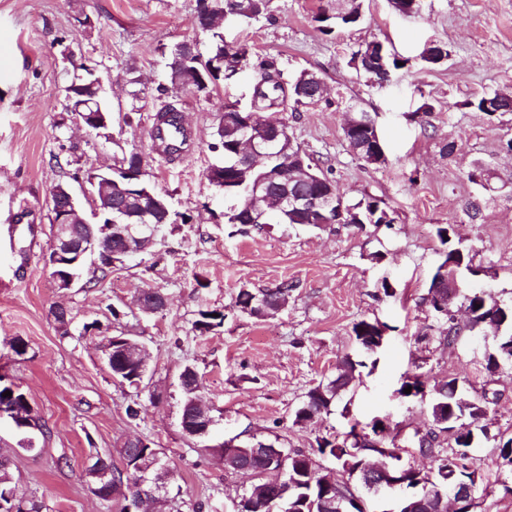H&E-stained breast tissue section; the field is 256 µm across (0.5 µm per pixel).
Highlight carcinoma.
Returning a JSON list of instances; mask_svg holds the SVG:
<instances>
[{
  "mask_svg": "<svg viewBox=\"0 0 512 512\" xmlns=\"http://www.w3.org/2000/svg\"><path fill=\"white\" fill-rule=\"evenodd\" d=\"M250 7V13L242 20L248 21L268 13L270 0H240ZM230 7L229 0H198L196 25L202 26L203 17H208L209 23L204 31L211 34L213 44L207 59L215 61V65L205 70L194 61L175 69L169 68V79L172 86L178 89L199 88V76H204L207 89L211 90L220 82L230 80L238 73L252 69L251 94L249 106L240 107L239 102L224 104V112L219 120L214 134V141L209 144L211 152L218 155L231 156L236 153L243 139V125L240 114L248 112L254 116L255 125L266 121L264 113L270 109L280 112H297L303 106L312 103L307 97L298 93V85L308 75L302 71L290 80H284L277 62L273 58H265L258 63L250 62L251 49L245 43H227L221 32L224 23V9ZM72 104L92 100L96 107L104 112L109 107L102 99L99 86L95 80L85 79L78 82L72 93ZM167 127L184 130L180 112L172 104L165 105L157 114V125L151 136L162 138V131ZM288 167V157L272 158L258 166H244L231 176V187L224 190V196L238 204H243L245 189L263 183L275 170ZM288 190V183L259 192L261 199L252 205V209L241 211L242 219L238 232L248 233L261 227L260 217L270 210L265 198L273 197L279 192ZM387 215L381 207V201L367 197L355 204H347L344 210L330 220L335 224H380ZM324 216L317 211L297 214L279 212L278 224H314L323 223ZM449 225H438L435 235L440 244L445 247L444 261L433 274L423 301L434 314L438 323L437 331L440 342L446 345L455 343L466 332L490 331L498 332L496 352L489 353L484 359V369L494 373L504 362L512 363V303L505 304L489 300L487 302L474 295L464 296L466 309L469 311L468 323L457 322L451 314L448 305H440L431 298L438 288L437 280L451 273L466 270L477 273L472 266L469 251L456 245L448 235ZM292 286L281 284L275 288L259 293L247 289L240 290L234 301V307L242 314L257 320L277 314L288 306ZM225 314L221 311L201 310L199 318L193 322V328L204 335L224 324ZM387 325L377 320H360L352 327V340L361 355L356 359L345 354L336 362L335 375L311 387L304 396L302 404L293 413V425L303 428L309 422L328 412L331 405L350 394L356 380L361 377V369L367 365H376L373 356L382 348L385 340L384 332ZM104 361L109 371L118 377V382L129 386H137L139 380L137 370L139 365L148 358L145 348H133L128 355L112 352V340H107L103 349ZM372 359L366 363L365 359ZM178 377L181 390V416L189 418L201 401L200 389L202 382L195 366L184 365ZM411 388V393H404L405 388ZM5 389L0 388V404L8 402L15 407L18 416L26 420L30 417L31 408L25 394L17 391L10 396H3ZM396 394L403 399L417 400L427 403L430 425L423 432H416V451L435 459V468L429 474L418 477L413 474H402L399 470L391 474L404 480L408 488L424 487L428 484L440 487L448 485V480L458 482L468 488L466 499L467 508L474 507V494L481 482V475L473 468L469 457V448L480 439L488 438L490 426L488 417L492 402L487 400L485 391L476 388L468 389L456 376L438 381H430L423 374L409 377L402 381ZM366 434L356 431L351 426L349 432L341 437L330 440L326 437L316 439L317 452L320 456L332 461V467H324L312 455L303 451L286 449L279 438L258 439L252 437L246 441L236 442V447L224 449V467L234 472L247 473L258 477L247 492L236 504L235 512H362L354 505V499L360 497L359 489H369L367 482L382 476L380 471H363L365 465L371 463V457H379L381 462H389L393 458L392 448H370L365 445ZM452 441L445 448V439ZM497 441L498 457L502 466L512 469V435L499 433L494 436ZM267 449L266 457L250 455L254 446ZM122 466L118 467L111 459H106L112 470L111 493L113 497L102 498V501H117L119 512H139L137 477L133 460L141 453L152 457L160 452L147 444L140 448L138 444L127 441L118 450ZM285 455L288 458V482L291 489L282 499L278 507L271 511L266 508L270 497L276 492L271 483L279 478L276 472L278 459ZM17 489L11 472L10 459L0 455V512H42V505L37 501L19 494L16 499L10 498L12 491ZM424 491L407 494L405 508L409 512H432L431 506L423 501Z\"/></svg>",
  "mask_w": 512,
  "mask_h": 512,
  "instance_id": "obj_1",
  "label": "carcinoma"
}]
</instances>
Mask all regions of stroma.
I'll use <instances>...</instances> for the list:
<instances>
[{
    "label": "stroma",
    "mask_w": 512,
    "mask_h": 512,
    "mask_svg": "<svg viewBox=\"0 0 512 512\" xmlns=\"http://www.w3.org/2000/svg\"><path fill=\"white\" fill-rule=\"evenodd\" d=\"M419 15L395 12L388 0H363V19L352 27L322 33L313 16L335 11L336 0H270V12L224 27L228 41H246L254 59L276 58L285 78L316 73L327 95L297 112L280 113L294 142L321 161L346 202L381 199L392 228L368 224H267L240 235L225 223L224 204L206 172L208 149L228 99H245L249 73L221 83L210 96L169 90L163 50L196 42L208 54L211 37L195 23L197 0H0V372L29 399L39 429L36 449H19L20 434L0 425V449L12 459L20 490L44 505L43 512H118L93 496L84 469L91 453L116 452L127 440L146 438L179 475L163 512H234L249 476L225 469L203 452L179 425L177 375L195 365L202 395L213 406L216 435L279 437L288 449L316 453L319 437H336L351 424L376 417L399 422L402 462L430 470L414 454L415 434L429 415L422 404L395 391L407 375L435 380L456 375L497 395L489 419L495 432L512 434V364L487 373L484 357L496 337L480 332L452 345L418 344V334L437 322L423 304L443 248L435 227L450 224L473 255L480 276L463 275L459 288L512 301V113L489 118L473 100L512 94V0H422ZM380 40L405 59L390 84L378 87L358 73L353 54ZM443 43L449 58L428 68L419 55L426 44ZM87 64L102 81L113 115L129 119L123 130L102 138L74 130L65 88ZM362 103L374 116L386 159L367 165L347 149L346 112ZM181 112L190 133L183 160L162 158L149 137L159 109ZM430 113H423L422 104ZM453 152H446V145ZM138 152L151 161V181L172 210L191 223L169 224L153 251L104 274L86 270L69 291L55 288L46 267L51 233L52 188L76 167L113 165ZM491 169L488 186L468 180L477 164ZM389 279L392 298L376 294ZM293 286L288 306L257 320L234 310L239 289L254 292L281 283ZM160 289L163 313L131 314L140 289ZM64 306L73 316L71 337H61L52 314ZM124 311L114 320L110 310ZM225 312L222 327L198 335L199 311ZM380 320L388 331L374 369L363 371L351 403L336 401L308 427L292 414L309 388L331 378L336 361L354 353V322ZM99 321L138 337L150 353L139 388L115 382L103 363L102 338L81 335L84 323ZM27 342L15 355L12 337ZM138 419H129L128 405ZM488 495L476 512H512V470L500 467L491 440L469 451ZM66 465L55 466L58 457Z\"/></svg>",
    "instance_id": "35a3bbf8"
}]
</instances>
